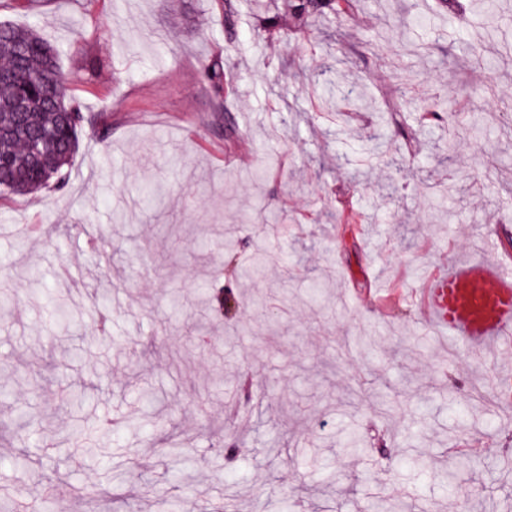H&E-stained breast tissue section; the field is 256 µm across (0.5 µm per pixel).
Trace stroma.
I'll use <instances>...</instances> for the list:
<instances>
[{
	"label": "stroma",
	"instance_id": "35a3bbf8",
	"mask_svg": "<svg viewBox=\"0 0 512 512\" xmlns=\"http://www.w3.org/2000/svg\"><path fill=\"white\" fill-rule=\"evenodd\" d=\"M459 2L451 15L438 0H358L310 23L299 52L264 45L251 0L232 37L213 0H0V23L38 24L61 48L85 115L64 188L0 196V284L16 298L0 315V489L17 512L55 487L56 512H119L117 494L133 512L226 498L234 512H370L386 496L412 512H512V465L488 462L512 455V353L478 361L432 335L417 294L424 271L502 260L483 236L512 227V0L492 14ZM212 60L234 73L221 98L198 75ZM329 66L373 107L341 116L313 96ZM441 102L446 140L416 123ZM152 182L164 202L147 208ZM91 232L111 238V261ZM228 244L245 264L278 258L237 279ZM34 267L48 296L30 290ZM208 288L235 307L218 313ZM49 296L72 330L49 319ZM349 433L359 451L341 446ZM449 467L453 487L429 479Z\"/></svg>",
	"mask_w": 512,
	"mask_h": 512
}]
</instances>
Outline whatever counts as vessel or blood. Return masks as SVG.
<instances>
[{
	"label": "vessel or blood",
	"instance_id": "b4317fda",
	"mask_svg": "<svg viewBox=\"0 0 512 512\" xmlns=\"http://www.w3.org/2000/svg\"><path fill=\"white\" fill-rule=\"evenodd\" d=\"M419 294L432 332L462 340L472 358L512 340V266L455 261L425 276Z\"/></svg>",
	"mask_w": 512,
	"mask_h": 512
}]
</instances>
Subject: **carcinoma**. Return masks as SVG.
<instances>
[{
	"mask_svg": "<svg viewBox=\"0 0 512 512\" xmlns=\"http://www.w3.org/2000/svg\"><path fill=\"white\" fill-rule=\"evenodd\" d=\"M356 0H278L260 16L259 31L273 43L298 33L314 19L345 16ZM224 26L238 25L235 0H219ZM59 47L33 26L0 24V195L26 196L50 186L61 189L78 149L85 121L81 105L67 98L68 78L62 73ZM202 80L218 95L230 83L224 64L202 65ZM447 125V110H427L422 128Z\"/></svg>",
	"mask_w": 512,
	"mask_h": 512,
	"instance_id": "carcinoma-1",
	"label": "carcinoma"
}]
</instances>
